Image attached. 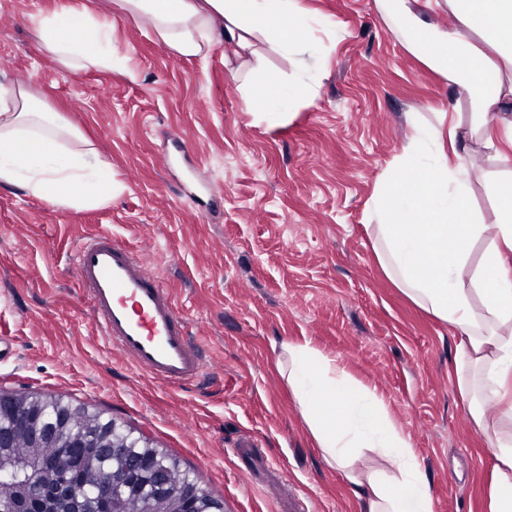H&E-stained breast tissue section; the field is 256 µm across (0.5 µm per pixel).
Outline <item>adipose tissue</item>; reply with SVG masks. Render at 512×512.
Listing matches in <instances>:
<instances>
[{
  "instance_id": "adipose-tissue-1",
  "label": "adipose tissue",
  "mask_w": 512,
  "mask_h": 512,
  "mask_svg": "<svg viewBox=\"0 0 512 512\" xmlns=\"http://www.w3.org/2000/svg\"><path fill=\"white\" fill-rule=\"evenodd\" d=\"M407 52L467 101L471 118L449 130L416 126L396 170L374 196L373 248L386 277L415 304L447 323L461 341L457 386L478 427L496 407L512 418V173L494 178L492 223L479 222L471 201L472 156L494 150L488 119L498 116L512 134V0H375ZM153 30L173 54H206L223 36L225 57L246 76L251 112L273 123L310 100L324 73L312 67L321 18L300 0H113ZM30 23L64 70L121 71L127 59L112 40V24L82 0H62ZM294 58V79L264 74L263 48ZM79 131L20 84L0 83V185L15 186L53 207L108 204L119 190L112 167L95 149L76 150ZM489 238L479 276L468 273L469 247ZM492 304L477 311L473 295ZM280 372L299 414L331 467L347 472L366 512H433L428 474L409 435L384 401L359 386L336 358L308 341L279 345ZM375 450L395 473L351 474L363 450ZM495 464L487 487L489 512H512V434L495 435Z\"/></svg>"
}]
</instances>
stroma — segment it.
Segmentation results:
<instances>
[{
	"label": "stroma",
	"instance_id": "1",
	"mask_svg": "<svg viewBox=\"0 0 512 512\" xmlns=\"http://www.w3.org/2000/svg\"><path fill=\"white\" fill-rule=\"evenodd\" d=\"M87 2L111 18L131 73L60 68L28 21L59 0H0V82L26 84L76 126L121 185L84 209L0 186V334L16 346L0 390L104 412L177 457L224 512H362L277 368V343L307 340L383 399L428 472L433 512H485L494 458L457 389L460 337L385 276L366 218L415 123L468 115L452 108L455 87L406 52L374 0H300L328 24L327 75L270 126L223 44L178 58L112 0ZM180 184L218 208L177 199ZM97 233L168 285L208 356L204 384L155 381L107 348L73 267Z\"/></svg>",
	"mask_w": 512,
	"mask_h": 512
}]
</instances>
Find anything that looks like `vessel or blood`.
<instances>
[{
    "label": "vessel or blood",
    "instance_id": "obj_1",
    "mask_svg": "<svg viewBox=\"0 0 512 512\" xmlns=\"http://www.w3.org/2000/svg\"><path fill=\"white\" fill-rule=\"evenodd\" d=\"M74 270L104 343L151 378L179 386L200 382L202 346L170 289L133 249L108 233L84 240Z\"/></svg>",
    "mask_w": 512,
    "mask_h": 512
}]
</instances>
